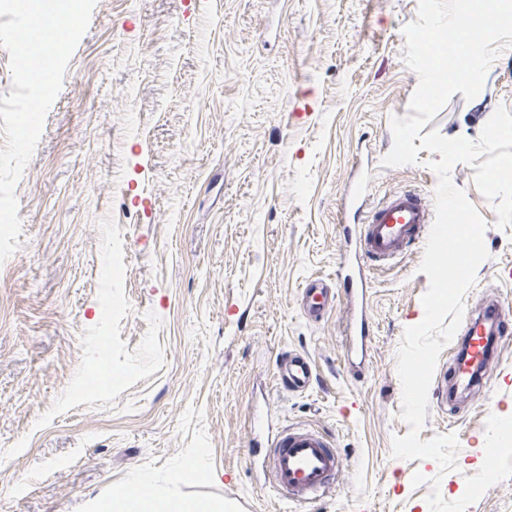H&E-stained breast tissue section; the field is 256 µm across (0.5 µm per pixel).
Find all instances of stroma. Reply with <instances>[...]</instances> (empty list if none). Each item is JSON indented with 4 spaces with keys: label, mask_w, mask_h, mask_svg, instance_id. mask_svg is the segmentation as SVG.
Returning <instances> with one entry per match:
<instances>
[{
    "label": "stroma",
    "mask_w": 512,
    "mask_h": 512,
    "mask_svg": "<svg viewBox=\"0 0 512 512\" xmlns=\"http://www.w3.org/2000/svg\"><path fill=\"white\" fill-rule=\"evenodd\" d=\"M417 13L418 0H95L0 261V512H93L141 481L232 512H430L435 479L446 500L463 495L487 417L512 415V337L488 391L429 399L421 440L459 441L443 474L392 455L408 431L398 353L424 317V243L369 277L361 374L343 298L317 322L299 307L306 280L341 286L354 191L369 205L404 189L434 201L428 151L382 164L418 85L402 33ZM500 108L512 112V48L426 129L474 141ZM474 173L451 170L487 223L469 315L512 305V226L497 227ZM289 351L315 364L300 395L277 383ZM260 409L273 427L325 432L345 462L334 494L273 497L249 464ZM186 465L201 480L173 482Z\"/></svg>",
    "instance_id": "1"
}]
</instances>
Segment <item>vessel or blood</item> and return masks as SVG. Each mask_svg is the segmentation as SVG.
Segmentation results:
<instances>
[{"label":"vessel or blood","instance_id":"1","mask_svg":"<svg viewBox=\"0 0 512 512\" xmlns=\"http://www.w3.org/2000/svg\"><path fill=\"white\" fill-rule=\"evenodd\" d=\"M431 212L414 193L400 191L373 207L360 225L353 259L343 276V292L349 307L346 324L348 363L360 371L366 361L369 324L366 315L367 277L360 261L389 260L404 253L429 233ZM333 302L330 288L314 280L302 290L301 303L307 317L316 318ZM461 342L465 356L454 357L449 372L436 374L435 395L447 401L449 389L472 391L482 386L500 363L497 350L489 345L478 322L465 326ZM314 377L311 359L292 353L280 366L282 387L302 393ZM260 449L265 482L281 501L308 503L333 491L344 470V462L327 435L304 426H284L267 431L256 441Z\"/></svg>","mask_w":512,"mask_h":512}]
</instances>
